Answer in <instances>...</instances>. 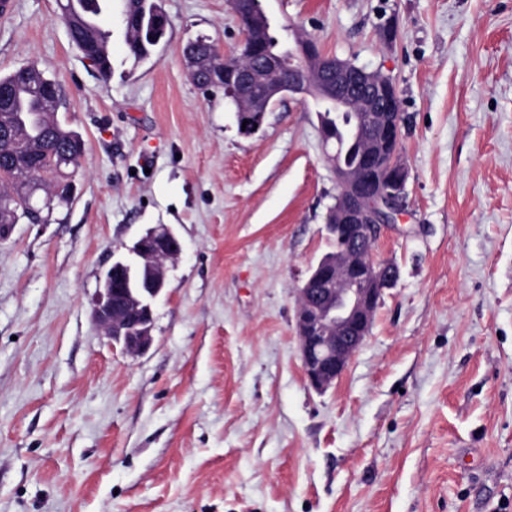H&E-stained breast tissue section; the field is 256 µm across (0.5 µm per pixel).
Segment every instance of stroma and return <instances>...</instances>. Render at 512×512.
I'll return each instance as SVG.
<instances>
[{
    "label": "stroma",
    "mask_w": 512,
    "mask_h": 512,
    "mask_svg": "<svg viewBox=\"0 0 512 512\" xmlns=\"http://www.w3.org/2000/svg\"><path fill=\"white\" fill-rule=\"evenodd\" d=\"M162 6L141 60L113 22L107 80L59 0L0 18V74L37 64L86 143L70 201L0 243V512H512V0H265L391 78L405 118L407 195L376 244L400 277L322 392L295 328L332 248L321 106L284 97L242 133L183 56L235 53L229 0ZM160 224L182 253L133 358L92 299Z\"/></svg>",
    "instance_id": "1"
}]
</instances>
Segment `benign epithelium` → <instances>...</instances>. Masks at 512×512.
<instances>
[{
    "label": "benign epithelium",
    "instance_id": "benign-epithelium-1",
    "mask_svg": "<svg viewBox=\"0 0 512 512\" xmlns=\"http://www.w3.org/2000/svg\"><path fill=\"white\" fill-rule=\"evenodd\" d=\"M241 23L239 52L224 57L220 72L226 94L237 104L238 124L245 132L262 124L270 107L286 95H311L320 102L335 101L338 112L348 113L351 136L362 153L360 167L342 161L341 152L327 154L336 175L338 193L328 210L327 228L335 249L311 268L298 288L296 329L303 371L317 391L329 388L345 371L370 333L374 313L384 290L395 286L399 268L378 260L374 250L383 226L395 223L406 196L408 169L399 146L403 113L392 81L351 61L328 57L314 50V41L298 35L283 47H263L271 22L260 0H230ZM288 79L281 80V73ZM182 252L171 228L159 225L136 240L132 259L113 265L152 262L156 286L151 295L133 299L145 310L144 321L116 318L113 296L126 294L112 287V276L99 280L93 316L124 352L136 357L153 343V304L166 285V261Z\"/></svg>",
    "mask_w": 512,
    "mask_h": 512
}]
</instances>
